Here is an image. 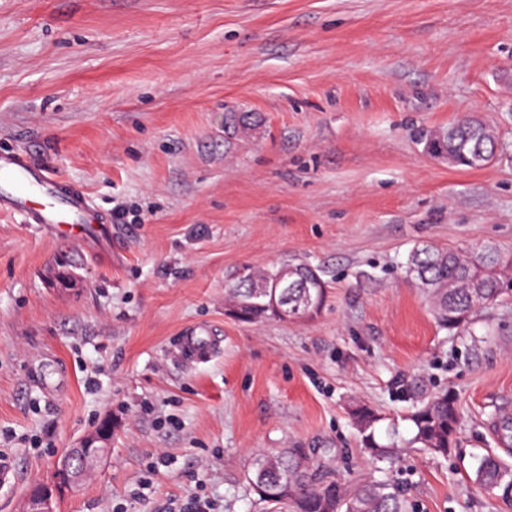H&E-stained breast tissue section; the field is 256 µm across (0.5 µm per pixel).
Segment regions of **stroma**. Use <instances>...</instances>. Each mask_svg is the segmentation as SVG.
<instances>
[{"mask_svg": "<svg viewBox=\"0 0 512 512\" xmlns=\"http://www.w3.org/2000/svg\"><path fill=\"white\" fill-rule=\"evenodd\" d=\"M467 115L500 134L481 169L427 150ZM0 150L103 219L89 245L0 214V431L41 442L7 449L0 512L105 419L57 512H259L248 467L291 445L414 512H512L472 482L487 452L512 463V290L450 331L405 272L418 245L512 256V0H0ZM286 263L322 270L321 313H226L237 268ZM195 327L204 363L177 349ZM413 383L455 394L457 446L376 461L349 407L409 436Z\"/></svg>", "mask_w": 512, "mask_h": 512, "instance_id": "1", "label": "stroma"}]
</instances>
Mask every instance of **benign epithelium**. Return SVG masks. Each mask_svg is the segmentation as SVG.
I'll use <instances>...</instances> for the list:
<instances>
[{
    "instance_id": "7a95c632",
    "label": "benign epithelium",
    "mask_w": 512,
    "mask_h": 512,
    "mask_svg": "<svg viewBox=\"0 0 512 512\" xmlns=\"http://www.w3.org/2000/svg\"><path fill=\"white\" fill-rule=\"evenodd\" d=\"M111 437L112 425L106 421L89 431L75 447L67 449L57 461L53 484L35 487L20 512H55L57 496L86 479L107 455Z\"/></svg>"
}]
</instances>
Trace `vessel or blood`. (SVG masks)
Here are the masks:
<instances>
[{"mask_svg": "<svg viewBox=\"0 0 512 512\" xmlns=\"http://www.w3.org/2000/svg\"><path fill=\"white\" fill-rule=\"evenodd\" d=\"M20 216L24 223L53 227L84 226L90 202L79 187L60 182L36 165L27 154L0 153V213ZM215 344L210 337L191 330L179 342V350L194 362L210 356Z\"/></svg>", "mask_w": 512, "mask_h": 512, "instance_id": "b4317fda", "label": "vessel or blood"}]
</instances>
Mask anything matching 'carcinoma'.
I'll return each instance as SVG.
<instances>
[{"label": "carcinoma", "instance_id": "obj_1", "mask_svg": "<svg viewBox=\"0 0 512 512\" xmlns=\"http://www.w3.org/2000/svg\"><path fill=\"white\" fill-rule=\"evenodd\" d=\"M499 144L493 125L471 117L448 127L442 141H430L434 153H453L458 165L469 169L483 167L477 155ZM500 258L493 248L480 246L463 254L451 249L423 246L411 250L406 272L422 285L430 300L438 324L450 331L465 327L473 314L492 303L501 294ZM303 276L296 277L298 287L276 288L278 297H288V305L302 300L307 289L303 277L322 278V272L307 264H298ZM272 269L247 267V279H233L227 290L226 311L238 320L255 321L277 318L269 302L252 294V283L271 280ZM478 278L480 294L459 284ZM351 420L364 448L380 461L391 458L397 443L381 445L376 431L382 417L366 404L350 410ZM411 437L402 443L424 451L448 455L456 440L460 416L455 397L442 391L418 400L405 417ZM246 480L266 512H411V505L398 484L388 479H364L346 485L331 472H323L304 448H282L254 457ZM473 483L488 491H498L502 502L512 504V466L498 456L482 457L474 472Z\"/></svg>", "mask_w": 512, "mask_h": 512}]
</instances>
